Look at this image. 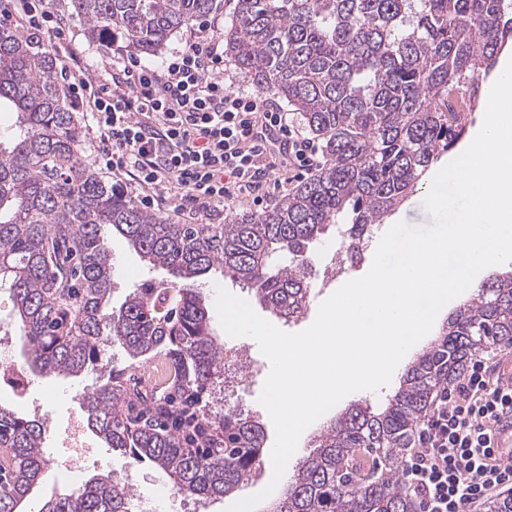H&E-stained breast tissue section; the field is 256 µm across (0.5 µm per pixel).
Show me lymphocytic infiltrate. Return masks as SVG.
Segmentation results:
<instances>
[{
  "instance_id": "lymphocytic-infiltrate-1",
  "label": "lymphocytic infiltrate",
  "mask_w": 512,
  "mask_h": 512,
  "mask_svg": "<svg viewBox=\"0 0 512 512\" xmlns=\"http://www.w3.org/2000/svg\"><path fill=\"white\" fill-rule=\"evenodd\" d=\"M11 4L61 60L78 105L97 127L99 163L129 176L142 205H154L165 188L177 199L176 215H208L226 201L256 195L279 163L267 160L253 135L258 128L280 132V161L298 176L322 169L316 145L279 104L225 87L215 37H198L161 65L127 60L105 75L70 51L67 20L47 0ZM503 377L502 360L472 359L462 380L437 393L420 420L404 478L419 512H468L490 492L512 487V465L485 460L495 422L512 413V387Z\"/></svg>"
}]
</instances>
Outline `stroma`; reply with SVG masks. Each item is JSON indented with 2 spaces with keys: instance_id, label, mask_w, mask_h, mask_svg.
<instances>
[{
  "instance_id": "stroma-1",
  "label": "stroma",
  "mask_w": 512,
  "mask_h": 512,
  "mask_svg": "<svg viewBox=\"0 0 512 512\" xmlns=\"http://www.w3.org/2000/svg\"><path fill=\"white\" fill-rule=\"evenodd\" d=\"M54 9L61 11L68 19L67 39L77 54L103 70H111L113 62L128 58L129 53L121 43L90 42L85 33L83 21L76 15L72 0H53ZM297 185L289 168L282 167L273 175L262 191V203H254L252 198L228 201L215 218L216 223H228L232 217L242 212L258 211L260 205H271L277 199L291 192ZM377 248L376 238H369L363 250L354 261L346 263L344 270L336 276L325 272L326 251H319L312 260L313 287L305 314L295 322L276 320L275 325L286 332H298L312 324L321 301L329 297L341 285L351 279L364 276L371 268ZM165 270L145 264L129 249L121 237L112 239V307H119L126 296L139 284L167 278ZM10 362L6 368L7 379L0 383V401L13 405L18 410L40 419L46 429L44 448L52 462H59L65 453L61 437L71 420L82 418L81 403L85 392L91 391L99 382V374L90 371L78 378L41 377L31 374L24 363L17 337L7 338ZM238 345L245 349L251 365V378L244 388L232 395L231 400L244 406L264 427L267 437H274L272 421L258 402L263 384L270 372V362L261 353L257 342L249 337H241ZM87 468L85 478L98 474L121 476L128 467L126 456L112 451L93 433H86Z\"/></svg>"
}]
</instances>
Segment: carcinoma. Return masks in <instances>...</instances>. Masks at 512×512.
<instances>
[{
    "label": "carcinoma",
    "mask_w": 512,
    "mask_h": 512,
    "mask_svg": "<svg viewBox=\"0 0 512 512\" xmlns=\"http://www.w3.org/2000/svg\"><path fill=\"white\" fill-rule=\"evenodd\" d=\"M216 0H74L90 41L117 34L152 57ZM512 43V0H237L224 51L259 90H272L323 142L316 174L261 212L227 224H170L98 175L54 54L30 30L0 22V284L34 374L99 368L83 397L88 429L107 447L161 470L178 493L207 501L249 481L266 459L262 424L232 403L216 410L224 344L195 287L218 271L278 318H300L311 254L346 216L353 259L368 229L412 194L455 148L476 110L480 78ZM112 229L171 283L145 282L112 308ZM286 254L282 266L277 256ZM119 345L130 363L112 364ZM512 346V269L481 283L448 316L378 406L324 425L269 512H418L404 490L407 452L435 392L455 384L479 350ZM164 364L161 392L135 375ZM45 428L0 404V512H25L51 471ZM109 475L50 497L39 512H135Z\"/></svg>",
    "instance_id": "carcinoma-1"
}]
</instances>
